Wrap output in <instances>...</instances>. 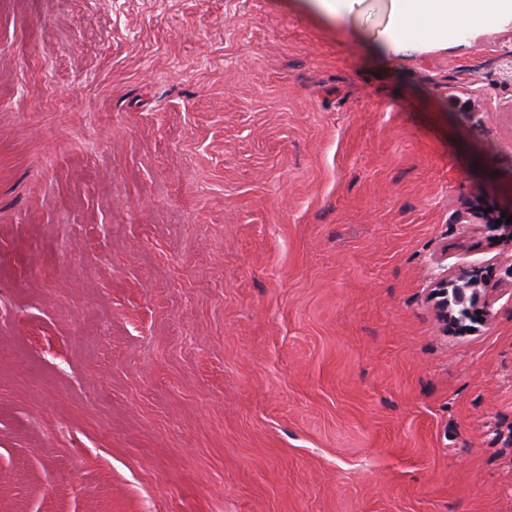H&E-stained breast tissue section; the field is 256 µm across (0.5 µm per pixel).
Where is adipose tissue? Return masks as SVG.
Masks as SVG:
<instances>
[{
    "label": "adipose tissue",
    "mask_w": 512,
    "mask_h": 512,
    "mask_svg": "<svg viewBox=\"0 0 512 512\" xmlns=\"http://www.w3.org/2000/svg\"><path fill=\"white\" fill-rule=\"evenodd\" d=\"M394 49L448 43L512 23V0H390Z\"/></svg>",
    "instance_id": "1"
}]
</instances>
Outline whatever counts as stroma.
Listing matches in <instances>:
<instances>
[{"label":"stroma","mask_w":512,"mask_h":512,"mask_svg":"<svg viewBox=\"0 0 512 512\" xmlns=\"http://www.w3.org/2000/svg\"><path fill=\"white\" fill-rule=\"evenodd\" d=\"M387 6L0 0V512H512V24ZM391 44L396 51L457 42L487 27L512 23V0H390ZM461 283V284H460ZM454 288L460 301H465V290L471 289L469 295V306L460 311V320H469L474 323H484L489 316V305L486 300L485 291L488 288L487 282L478 274L461 273L454 278L449 277L448 269L433 282V294L442 298L440 309L442 317H448V288ZM482 288V289H481ZM465 313V315L462 314Z\"/></svg>","instance_id":"stroma-1"}]
</instances>
